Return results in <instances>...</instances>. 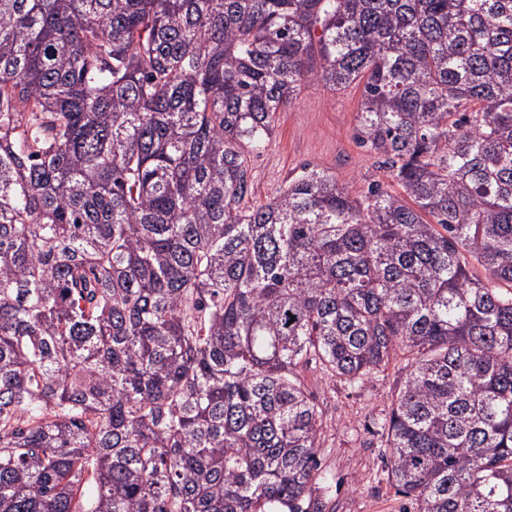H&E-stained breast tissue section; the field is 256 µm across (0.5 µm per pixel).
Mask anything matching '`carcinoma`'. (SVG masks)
<instances>
[{
    "label": "carcinoma",
    "mask_w": 512,
    "mask_h": 512,
    "mask_svg": "<svg viewBox=\"0 0 512 512\" xmlns=\"http://www.w3.org/2000/svg\"><path fill=\"white\" fill-rule=\"evenodd\" d=\"M309 79L400 193L241 207ZM392 365L389 482L512 512V0H0V512H326ZM308 384L324 402L328 431L319 448V471L330 478L335 512H415L417 506L397 493L387 479L380 422L389 413L400 374L391 367L385 376L362 387L336 381Z\"/></svg>",
    "instance_id": "1"
}]
</instances>
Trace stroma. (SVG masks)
<instances>
[{
	"label": "stroma",
	"mask_w": 512,
	"mask_h": 512,
	"mask_svg": "<svg viewBox=\"0 0 512 512\" xmlns=\"http://www.w3.org/2000/svg\"><path fill=\"white\" fill-rule=\"evenodd\" d=\"M362 90L357 83L340 91L314 80L303 83L278 112L265 149L248 160L246 205L277 197L307 163L336 174L352 194L365 192L380 172L374 154L354 138ZM399 380L392 369L361 387L308 380L327 413L328 431L317 459L329 478L336 512H415V504L388 481L382 448L380 423Z\"/></svg>",
	"instance_id": "obj_1"
}]
</instances>
